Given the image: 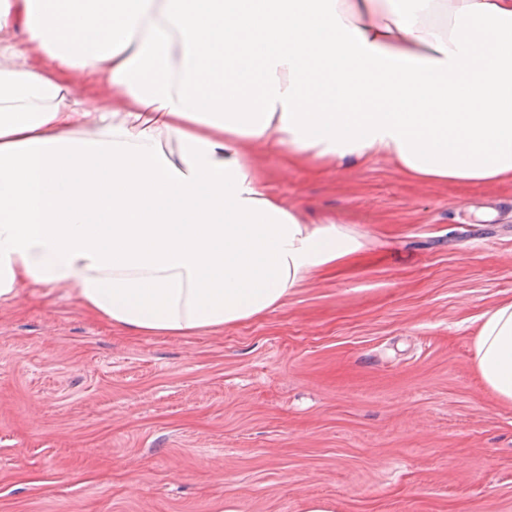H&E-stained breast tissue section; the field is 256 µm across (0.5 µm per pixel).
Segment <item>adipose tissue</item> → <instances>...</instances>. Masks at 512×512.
<instances>
[{"instance_id":"ef3b65f1","label":"adipose tissue","mask_w":512,"mask_h":512,"mask_svg":"<svg viewBox=\"0 0 512 512\" xmlns=\"http://www.w3.org/2000/svg\"><path fill=\"white\" fill-rule=\"evenodd\" d=\"M512 183V0H0V303L219 331L362 251L252 158ZM473 362L512 404V302Z\"/></svg>"}]
</instances>
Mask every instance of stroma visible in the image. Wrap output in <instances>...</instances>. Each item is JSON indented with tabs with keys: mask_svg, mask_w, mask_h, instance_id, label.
I'll list each match as a JSON object with an SVG mask.
<instances>
[{
	"mask_svg": "<svg viewBox=\"0 0 512 512\" xmlns=\"http://www.w3.org/2000/svg\"><path fill=\"white\" fill-rule=\"evenodd\" d=\"M256 158L368 248L191 336L20 289L0 305V512H512V404L472 360L478 317L512 301V183Z\"/></svg>",
	"mask_w": 512,
	"mask_h": 512,
	"instance_id": "stroma-1",
	"label": "stroma"
}]
</instances>
